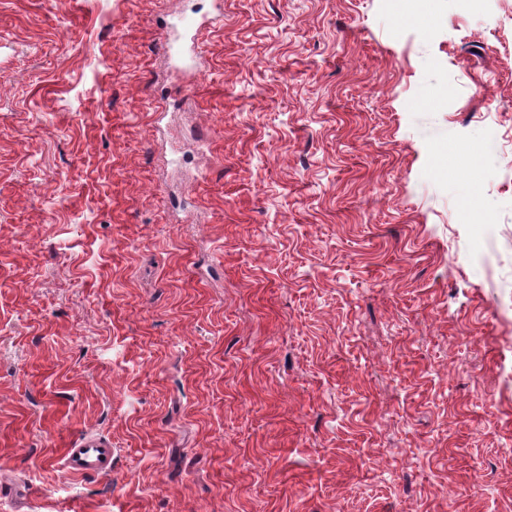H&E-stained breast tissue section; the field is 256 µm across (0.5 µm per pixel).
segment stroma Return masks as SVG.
<instances>
[{"mask_svg": "<svg viewBox=\"0 0 512 512\" xmlns=\"http://www.w3.org/2000/svg\"><path fill=\"white\" fill-rule=\"evenodd\" d=\"M0 512H512V0H0ZM62 460L63 468L73 476L109 472L112 469V443L98 437L84 436L66 449Z\"/></svg>", "mask_w": 512, "mask_h": 512, "instance_id": "1", "label": "stroma"}]
</instances>
